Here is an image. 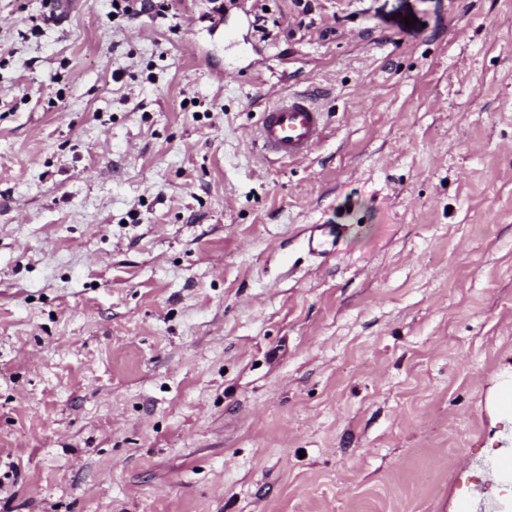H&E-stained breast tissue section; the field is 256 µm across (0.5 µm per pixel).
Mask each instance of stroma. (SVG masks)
<instances>
[{"label": "stroma", "instance_id": "stroma-1", "mask_svg": "<svg viewBox=\"0 0 512 512\" xmlns=\"http://www.w3.org/2000/svg\"><path fill=\"white\" fill-rule=\"evenodd\" d=\"M47 2L0 0V512L483 490L512 374V0ZM310 86L325 138L262 159V109ZM311 224L347 227L327 261ZM168 8L166 0H112V14H115V18L131 19L148 10L155 11L157 15H165Z\"/></svg>", "mask_w": 512, "mask_h": 512}]
</instances>
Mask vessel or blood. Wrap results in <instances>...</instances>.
Segmentation results:
<instances>
[{
  "mask_svg": "<svg viewBox=\"0 0 512 512\" xmlns=\"http://www.w3.org/2000/svg\"><path fill=\"white\" fill-rule=\"evenodd\" d=\"M317 90L280 93L261 114L254 131L264 154L280 160L307 157L320 142L325 130V114L317 102ZM344 234L339 224H312L305 242L310 254L325 257L337 250Z\"/></svg>",
  "mask_w": 512,
  "mask_h": 512,
  "instance_id": "obj_1",
  "label": "vessel or blood"
}]
</instances>
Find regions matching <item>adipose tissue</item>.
I'll use <instances>...</instances> for the list:
<instances>
[{"mask_svg":"<svg viewBox=\"0 0 512 512\" xmlns=\"http://www.w3.org/2000/svg\"><path fill=\"white\" fill-rule=\"evenodd\" d=\"M491 405L498 422L504 425L499 433L503 445L497 451V469L484 473L483 478L493 486L497 512H512V379L498 383Z\"/></svg>","mask_w":512,"mask_h":512,"instance_id":"adipose-tissue-1","label":"adipose tissue"}]
</instances>
